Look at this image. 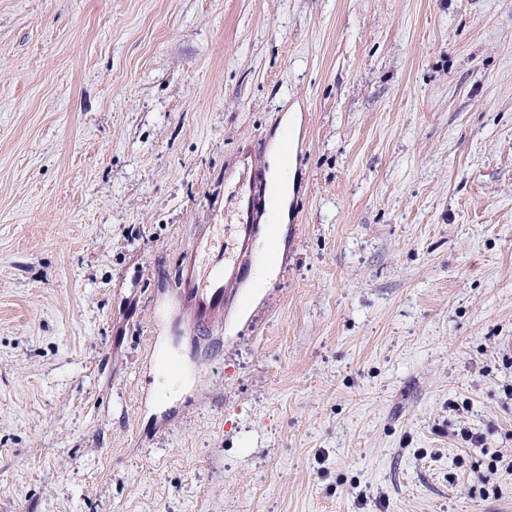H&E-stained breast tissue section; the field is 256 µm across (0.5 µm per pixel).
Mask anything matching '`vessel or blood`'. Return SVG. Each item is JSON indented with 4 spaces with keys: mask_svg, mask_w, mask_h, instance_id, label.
<instances>
[{
    "mask_svg": "<svg viewBox=\"0 0 512 512\" xmlns=\"http://www.w3.org/2000/svg\"><path fill=\"white\" fill-rule=\"evenodd\" d=\"M266 185L262 178L250 179L240 210L237 226L241 242L239 253L231 258L216 255L212 270L201 275L195 256H188L181 268L182 297L195 322L201 328H209L212 320L222 316L225 309L239 300L236 290L248 272L251 245L259 232L254 213L265 200Z\"/></svg>",
    "mask_w": 512,
    "mask_h": 512,
    "instance_id": "vessel-or-blood-1",
    "label": "vessel or blood"
}]
</instances>
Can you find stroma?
<instances>
[{"mask_svg":"<svg viewBox=\"0 0 512 512\" xmlns=\"http://www.w3.org/2000/svg\"><path fill=\"white\" fill-rule=\"evenodd\" d=\"M510 459L512 0H0V512H512ZM268 176L271 185L273 206L279 215V226L274 227L272 234L273 236H280L282 233L281 224H284L285 215L288 211V203L290 201V189L288 188V181H285L282 177V163L281 156L278 148H272L269 152L268 157ZM265 193L263 179L253 176L242 197L240 224H237L241 248L236 256L224 259V254L218 253L213 259L211 272L204 278L196 261L197 253L205 242L201 239L197 251L183 261V301L201 328L208 329L212 320L224 314V309L240 302L238 290L228 287L241 283L247 275L251 245L259 232L257 224H253L254 212L265 201Z\"/></svg>","mask_w":512,"mask_h":512,"instance_id":"35a3bbf8","label":"stroma"}]
</instances>
